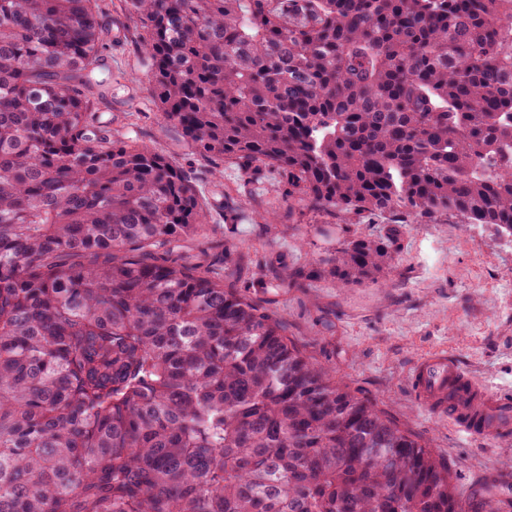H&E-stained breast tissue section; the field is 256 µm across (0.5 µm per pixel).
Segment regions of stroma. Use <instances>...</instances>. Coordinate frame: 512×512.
Here are the masks:
<instances>
[{
    "mask_svg": "<svg viewBox=\"0 0 512 512\" xmlns=\"http://www.w3.org/2000/svg\"><path fill=\"white\" fill-rule=\"evenodd\" d=\"M104 57L113 73L124 76L100 100L104 116L137 113L139 137L183 166L211 203L207 229L177 244L173 258L191 260L213 242L228 241L277 255L284 273L297 275L336 249L333 218L305 212L291 222L263 223L266 211L282 207L273 174L246 185L229 162L222 181L205 172L163 122L146 90L148 67L134 42L112 39ZM239 287L255 301L278 293L276 315L289 340L349 391L430 442L447 458L458 485L484 471L512 481V435L479 442L461 438L450 423L420 410L407 382L418 359L441 349L466 372L512 386V237L496 225L445 213L407 225L398 260L382 283L343 288L326 277L297 290L256 272Z\"/></svg>",
    "mask_w": 512,
    "mask_h": 512,
    "instance_id": "1",
    "label": "stroma"
}]
</instances>
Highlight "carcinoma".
I'll return each instance as SVG.
<instances>
[{
	"label": "carcinoma",
	"mask_w": 512,
	"mask_h": 512,
	"mask_svg": "<svg viewBox=\"0 0 512 512\" xmlns=\"http://www.w3.org/2000/svg\"><path fill=\"white\" fill-rule=\"evenodd\" d=\"M163 120L284 214H387L289 288L392 269L441 212L512 235V0H120ZM112 0H0V512H489L243 296L168 259L208 202L115 137Z\"/></svg>",
	"instance_id": "1"
}]
</instances>
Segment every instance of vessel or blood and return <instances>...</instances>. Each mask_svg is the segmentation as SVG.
<instances>
[{"label": "vessel or blood", "mask_w": 512, "mask_h": 512, "mask_svg": "<svg viewBox=\"0 0 512 512\" xmlns=\"http://www.w3.org/2000/svg\"><path fill=\"white\" fill-rule=\"evenodd\" d=\"M408 381L422 411L451 420L465 439L480 441L512 430V391L479 383L443 351L417 360Z\"/></svg>", "instance_id": "1"}]
</instances>
